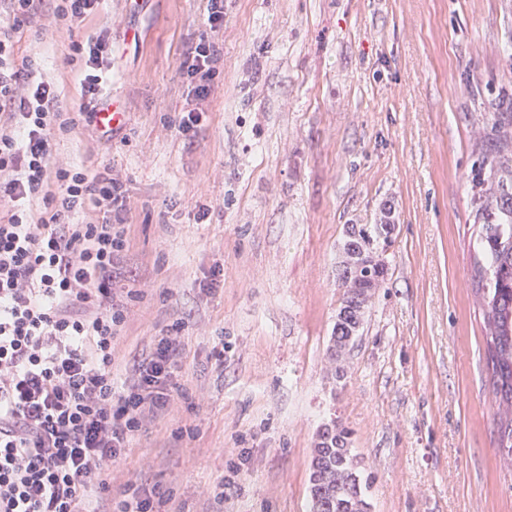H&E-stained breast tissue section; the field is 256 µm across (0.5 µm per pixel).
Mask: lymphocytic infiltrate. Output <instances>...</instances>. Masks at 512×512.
<instances>
[{"mask_svg":"<svg viewBox=\"0 0 512 512\" xmlns=\"http://www.w3.org/2000/svg\"><path fill=\"white\" fill-rule=\"evenodd\" d=\"M0 24V512H101L107 472L147 417L165 412L184 357L182 321L112 372V343L125 319L112 299L115 261L127 246L121 184L108 174L58 165L56 133L73 123L57 86L14 36L35 0H6ZM211 33L184 62L193 105L177 129L193 132L218 73L213 33L224 0H208ZM71 50L83 98L102 95L112 52L103 33ZM102 215L80 223L87 205Z\"/></svg>","mask_w":512,"mask_h":512,"instance_id":"lymphocytic-infiltrate-1","label":"lymphocytic infiltrate"}]
</instances>
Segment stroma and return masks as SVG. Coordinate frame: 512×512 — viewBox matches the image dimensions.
Wrapping results in <instances>:
<instances>
[{
  "label": "stroma",
  "mask_w": 512,
  "mask_h": 512,
  "mask_svg": "<svg viewBox=\"0 0 512 512\" xmlns=\"http://www.w3.org/2000/svg\"><path fill=\"white\" fill-rule=\"evenodd\" d=\"M55 6L40 0L19 51L74 116L57 162L109 171L127 199L114 373L184 323L178 392L113 462L106 512L143 482L170 490L167 512H308L313 442L334 421L369 512H512L467 180L512 103V0H224L219 74L188 135L182 63L209 30L207 0H104L70 26ZM106 29L102 102L128 114L110 137L81 114L70 61ZM385 208L387 280L339 376L327 348L344 229ZM215 267L223 282L200 291Z\"/></svg>",
  "instance_id": "35a3bbf8"
}]
</instances>
